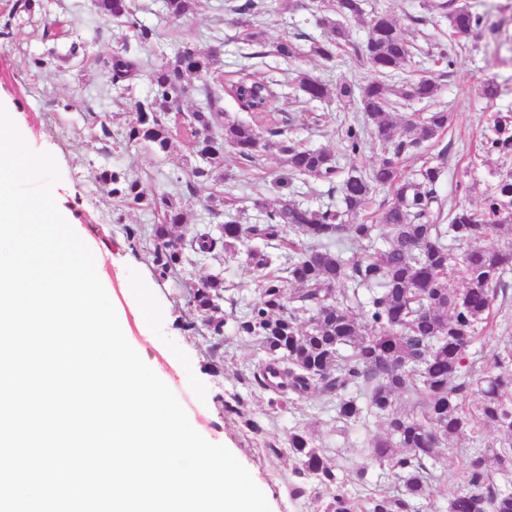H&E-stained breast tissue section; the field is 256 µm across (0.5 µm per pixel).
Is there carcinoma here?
Listing matches in <instances>:
<instances>
[{"mask_svg":"<svg viewBox=\"0 0 512 512\" xmlns=\"http://www.w3.org/2000/svg\"><path fill=\"white\" fill-rule=\"evenodd\" d=\"M100 16L122 23L145 45L155 30L137 16L132 0H94ZM35 0H14L0 15V37L12 34L14 20L33 9ZM199 0H164L172 21L195 13ZM424 9L448 21L450 44L463 49L482 24L483 17L456 0H426ZM308 10L326 36L310 42L308 53L324 63L335 60L350 43V23L365 21L368 36L361 57L372 77L361 84L338 80L329 85L308 72L297 82L310 100H335L344 110L363 115V121L345 123L337 130L336 151L312 149L289 136L286 115L273 111L266 98L275 97L273 78L252 73L228 87L210 82L219 42L205 52L191 45L152 67L146 78L151 94L134 104L127 121L125 145L146 143L159 153L170 147L173 132L183 129L192 152L203 164L170 177L196 193L204 183L232 180L224 174V151H234L248 165L275 149L286 177L275 183L297 181L315 191L328 185L329 201L308 206L293 198L269 205L250 198L255 222L243 221L247 211L237 207L240 197L231 192L207 196L205 210L224 216V234L211 232L191 238L174 235L184 223L181 206L165 188L147 193L135 179L120 171L103 169L97 180L110 186L109 194L127 209L144 207L158 223L127 233L131 249L153 244L152 271L159 281L178 267L192 263L193 255L243 254L254 273L257 299L235 317L239 336L255 337L267 355L266 363L248 377V383L274 393L269 405L282 409L310 394L334 406L345 423L362 415L384 420L385 434L362 449L365 457L353 478L337 472L305 431L288 436V449L275 441L264 443L270 457L286 454L300 481L291 485L294 497L314 494L319 512H415V501L435 497L443 512H512V344L493 349L486 361L473 356L476 343L485 339L503 305L509 284L504 274L512 266V171L499 177L482 207L464 204L445 208L438 184L442 167L423 164L410 178L405 161L424 145L441 140L452 122L440 110L411 118L395 136L390 113L409 100H433L440 85L432 78H402L415 64L421 49L411 44L387 14L365 16L364 0H332L325 7L311 3ZM237 15L247 59L274 53L287 61L300 48L283 39L270 46L257 28L266 12L263 0H243L231 7ZM140 63L128 47L112 51L107 68L111 85L130 90ZM203 98L205 107L185 113L190 94ZM237 101L249 119L224 118V95ZM381 146L379 162L366 169L341 167L340 160L362 151L367 140ZM483 149L502 158L512 153V117L500 116ZM386 189L391 202L380 223L353 224L349 217L368 211L377 190ZM495 235L499 243L478 246ZM349 251L352 258L343 253ZM461 280L448 282V267ZM368 297L361 301L360 290ZM224 278L201 280L189 292L187 305L201 322L210 341L214 366L223 361L227 318ZM361 312H353L354 306ZM406 397L412 410L397 406ZM476 396L479 402L470 403ZM480 428L497 431L498 445H489L462 458L457 482L442 480L441 447ZM379 467L397 487L377 486L362 496L368 470Z\"/></svg>","mask_w":512,"mask_h":512,"instance_id":"1","label":"carcinoma"}]
</instances>
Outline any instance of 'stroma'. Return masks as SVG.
Returning <instances> with one entry per match:
<instances>
[{
    "label": "stroma",
    "instance_id": "35a3bbf8",
    "mask_svg": "<svg viewBox=\"0 0 512 512\" xmlns=\"http://www.w3.org/2000/svg\"><path fill=\"white\" fill-rule=\"evenodd\" d=\"M269 11L259 27L267 43L293 37L303 32L318 39L322 30L316 26L307 6L310 0H266ZM482 16L481 27L470 38L466 48L450 46L445 19L426 14L423 0H366V13L391 16L410 42L430 49L431 58L423 59L419 74L431 77L441 90L432 103L413 101L392 114L395 126L405 118L428 109L453 112L454 121L441 141L440 148L427 149L412 155L408 173L434 157L443 159L440 194L447 205L463 202L479 207L496 182L503 166L512 167V158L504 160L480 148L482 134L487 133L495 116L512 114V0H465ZM225 0H202L198 13L181 23L166 19L161 0H139L140 18L155 27L159 37L151 45L138 46L132 32L114 21L102 18L93 0H48L46 13H33L20 21L10 37L0 38V104L16 122L28 144L36 150L50 151L56 158L62 180L54 187V197L68 222L86 225L91 249L110 262L112 256L128 249L125 226L139 227L153 223L150 212L126 210L122 224L112 221L115 198L108 186L99 183L100 170L125 171L138 180L145 191L165 187L169 173L186 171L199 163L191 154L182 136H175L168 152L159 153L145 145L116 147L136 100L150 94L146 79L136 80L132 91L114 88L105 80L106 62L113 49L129 45L132 54L144 63H159L183 44L205 51L211 46L209 35L221 29L223 51L216 58L214 80L231 78L243 65L240 55L241 31L224 11ZM64 22L69 33L48 35L45 25ZM353 41L340 52L333 67L301 54L285 61L267 56L251 68L260 77L279 80L274 109L288 113L291 136L305 146L335 149L336 130L345 113L332 101H307L296 84L299 72L310 71L325 80L347 79L363 83L370 75L359 56L367 36L365 22L351 26ZM81 40L89 47L88 56H71L72 40ZM447 51V61L436 60L439 51ZM54 52L51 68L30 71L29 56ZM495 82L497 98L489 100L481 93L484 82ZM109 127L112 136L103 139L102 127ZM226 174L241 177L236 194L240 197H262L269 203L286 194L296 200L315 205L317 194L302 184L277 186L283 174L278 152L267 153L259 166L247 167L239 156L229 153L224 158ZM136 269L158 297L163 312L173 323L167 332L190 357V368H183L157 337L151 336L139 317L140 309L130 289L118 279L107 282L105 289L117 312L126 323L125 334L130 344L155 373L172 389L187 412L193 428L206 440L225 445L250 471L264 492L270 512H316L314 497H293L289 485L294 482L292 463L288 458L266 456L263 441L287 444L290 432L306 429L312 432L316 447L328 459L351 471L360 465L361 448L383 432L381 419L370 418L360 423L343 424L335 413L325 411L319 396L299 402L297 408L272 410L270 395L239 379L261 364L264 354L254 341L237 336L234 326H226L224 335V366L212 370L209 362L210 342L199 334L181 329L179 321L187 315L185 296L191 283L214 274L223 275L235 299L251 302L256 298L253 273L244 257H200L195 264L184 267L167 281H156L152 274L148 251L137 255ZM196 375L207 387L205 399H198L188 384L189 375ZM246 404L245 416L230 412L235 400Z\"/></svg>",
    "mask_w": 512,
    "mask_h": 512
}]
</instances>
